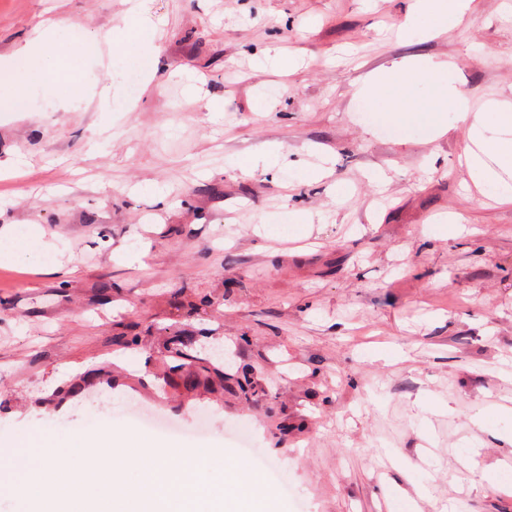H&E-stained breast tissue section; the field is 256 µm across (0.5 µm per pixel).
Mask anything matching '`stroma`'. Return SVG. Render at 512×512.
<instances>
[{
	"label": "stroma",
	"instance_id": "stroma-1",
	"mask_svg": "<svg viewBox=\"0 0 512 512\" xmlns=\"http://www.w3.org/2000/svg\"><path fill=\"white\" fill-rule=\"evenodd\" d=\"M412 2L147 0L151 39L129 0H0V58L42 23L85 50L0 112V163L27 161L0 177V225H41L73 269L0 261V501L28 439L123 430L132 404L202 454L241 457L229 434L256 427L278 512H512V480L487 479L512 466V204L472 180L455 113L435 138L357 96L423 61L407 101L446 82L512 100V0L444 33ZM456 214L466 232L435 233ZM204 295L219 308L173 304ZM171 325L271 400L162 379Z\"/></svg>",
	"mask_w": 512,
	"mask_h": 512
}]
</instances>
